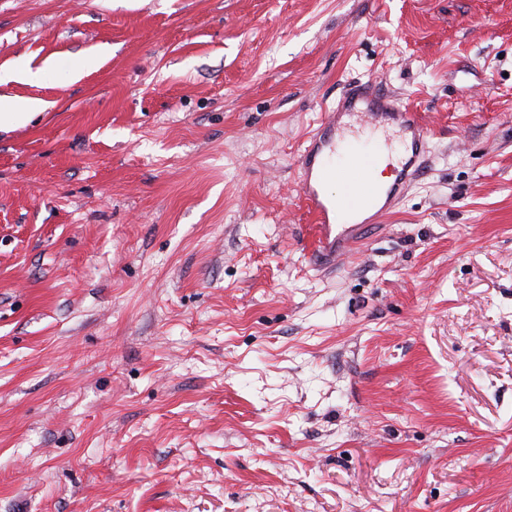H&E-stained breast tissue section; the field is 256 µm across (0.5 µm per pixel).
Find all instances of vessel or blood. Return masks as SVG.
I'll return each instance as SVG.
<instances>
[{
	"instance_id": "1",
	"label": "vessel or blood",
	"mask_w": 512,
	"mask_h": 512,
	"mask_svg": "<svg viewBox=\"0 0 512 512\" xmlns=\"http://www.w3.org/2000/svg\"><path fill=\"white\" fill-rule=\"evenodd\" d=\"M357 128L398 134L401 156H394L384 140L363 145L352 141ZM427 136L417 114L394 96L370 83L345 88L336 107L325 114L308 138L299 158L301 198L314 220L310 253L314 265L329 268L349 256L352 246L365 240L378 220L395 207L421 170ZM392 159L398 162L393 181L377 185L371 172ZM343 165L354 174L340 191H331L330 184Z\"/></svg>"
}]
</instances>
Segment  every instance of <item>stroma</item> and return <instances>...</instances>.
I'll return each instance as SVG.
<instances>
[{
	"label": "stroma",
	"instance_id": "35a3bbf8",
	"mask_svg": "<svg viewBox=\"0 0 512 512\" xmlns=\"http://www.w3.org/2000/svg\"><path fill=\"white\" fill-rule=\"evenodd\" d=\"M368 81L426 162L321 269ZM2 95L0 512H512V0H0ZM398 134L403 147L394 167L393 181L379 169L392 159L393 150L386 140L358 145L360 138L352 130ZM353 136L356 141L348 140ZM428 136L416 112H410L394 96L381 93L372 83L350 84L335 108L325 113L319 127L308 138L299 158L301 198L314 220V241L310 260L329 268L349 256L351 247L367 238L378 220L390 212L408 185L421 170L424 145ZM347 165L354 170L339 193L329 185L337 169ZM385 185V186H380ZM45 105L37 100L0 97V130L6 126L26 123L31 117L43 113Z\"/></svg>",
	"mask_w": 512,
	"mask_h": 512
}]
</instances>
